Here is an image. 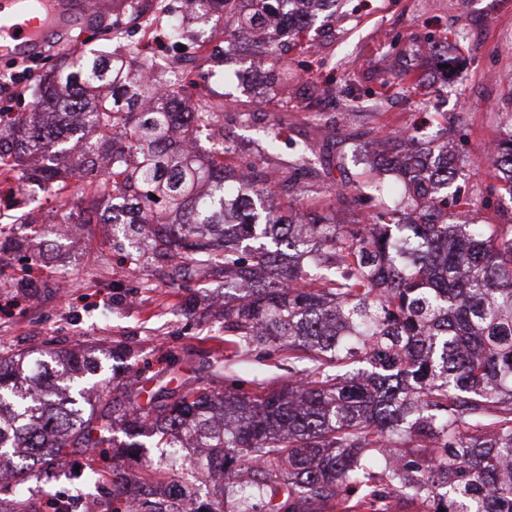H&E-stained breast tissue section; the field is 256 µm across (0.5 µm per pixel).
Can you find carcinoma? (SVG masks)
<instances>
[{"label":"carcinoma","instance_id":"obj_1","mask_svg":"<svg viewBox=\"0 0 512 512\" xmlns=\"http://www.w3.org/2000/svg\"><path fill=\"white\" fill-rule=\"evenodd\" d=\"M198 13L268 59L270 83L288 85L278 46L301 37L338 0H200ZM124 55L70 58L51 73L42 100L66 87L68 111L88 116L92 142L61 148L65 172L37 178L59 193L82 179L84 207H61L58 224H90L100 206L128 214L178 280L195 271L224 278V335L236 350L274 346L310 367L270 389L245 393L211 380L189 390L164 386L138 402L144 387L108 400L91 383L98 365L80 351L34 359L0 356V482L23 485L33 465L62 468L69 448L89 456L84 482L101 475L99 449L121 431L132 456L159 448L137 470L112 468L106 512H184L166 484L188 500L186 448L215 498L204 512H512V216L501 224L471 216L474 200L448 196L459 169L440 165L448 143L403 132L385 171L404 193L377 189L379 169L357 172L336 189L342 203H370L363 223L344 227L329 207L304 211L293 177L272 178L282 127H269L262 160L246 173L224 157L200 161L174 146L199 129L224 131V97L194 100L169 81L172 60ZM120 138L123 149L99 171L90 156ZM315 143L294 152L309 170ZM486 175L512 202V130L492 148ZM289 199L282 211L276 201ZM269 238L271 245H242Z\"/></svg>","mask_w":512,"mask_h":512}]
</instances>
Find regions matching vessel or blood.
<instances>
[{"mask_svg": "<svg viewBox=\"0 0 512 512\" xmlns=\"http://www.w3.org/2000/svg\"><path fill=\"white\" fill-rule=\"evenodd\" d=\"M0 10V53L25 56L40 50L50 30L65 27L76 15L103 10V0H11Z\"/></svg>", "mask_w": 512, "mask_h": 512, "instance_id": "b4317fda", "label": "vessel or blood"}]
</instances>
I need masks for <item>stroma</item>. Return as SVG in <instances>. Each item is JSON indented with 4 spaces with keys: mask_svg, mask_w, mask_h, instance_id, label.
Here are the masks:
<instances>
[{
    "mask_svg": "<svg viewBox=\"0 0 512 512\" xmlns=\"http://www.w3.org/2000/svg\"><path fill=\"white\" fill-rule=\"evenodd\" d=\"M162 3L166 11L155 22L157 30L174 15L188 32L183 44L172 45L171 55H192L200 38L223 39L221 28L188 14L184 0ZM137 17L134 11L92 14L54 38L33 64L0 59V75L33 70L16 96L0 98V110L34 117V93L44 74L77 47L94 56L132 49ZM425 44L436 47V55L423 54ZM459 53L466 65L444 70V59ZM254 55L252 47L242 46L235 55L208 59L197 73L199 86L223 94L230 105L223 147H216L210 131L197 133L201 157L221 153L234 166L252 162L268 122L280 121L283 143L270 166L287 171L292 145L322 142L310 160L308 199L335 205L336 187L361 168L347 134L362 133L360 145L374 155L381 143L415 128L423 137H447L464 167L455 189L499 206L485 156L512 123V0H343L312 47L288 51L300 91L284 112L270 104L253 71ZM411 70L423 74V85L409 80ZM327 86L333 96L322 95ZM11 235L22 250L0 264V354L95 351V380L115 397L127 377L149 389L167 381L189 389L217 374L246 392L259 372L276 387L287 385L289 364L279 350L227 358L224 310L214 304L212 280L201 274L178 282L164 277L147 238L132 246L111 225L87 224L73 244L41 222L13 225ZM64 275L71 285L61 289L57 281Z\"/></svg>",
    "mask_w": 512,
    "mask_h": 512,
    "instance_id": "1",
    "label": "stroma"
}]
</instances>
